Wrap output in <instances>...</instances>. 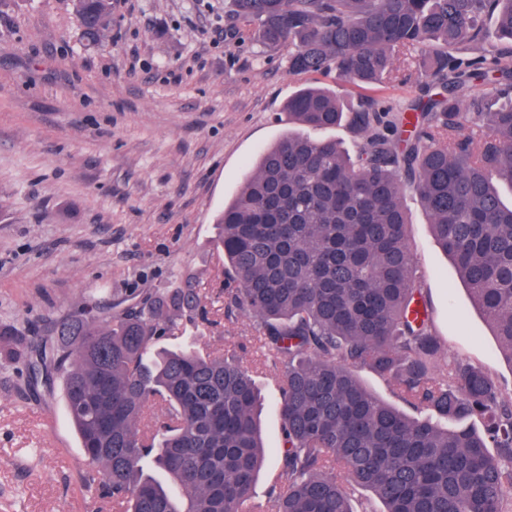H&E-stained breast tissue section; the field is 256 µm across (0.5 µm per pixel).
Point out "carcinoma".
<instances>
[{
	"instance_id": "1",
	"label": "carcinoma",
	"mask_w": 512,
	"mask_h": 512,
	"mask_svg": "<svg viewBox=\"0 0 512 512\" xmlns=\"http://www.w3.org/2000/svg\"><path fill=\"white\" fill-rule=\"evenodd\" d=\"M288 71L380 84L426 47L444 92L404 110L303 87L288 131L264 150L217 217L214 248L237 287L226 313L253 320L279 364L284 449L267 512H512V392L445 356L406 226L415 193L434 237L512 364V0H233ZM83 35L112 30V0H73ZM342 126L353 150L307 131ZM204 320L187 278L122 312L87 301L37 344L0 325V349L29 378L62 380L90 468L115 512H248L266 449L259 398L236 352L158 347ZM383 376L408 416L353 368ZM165 423L140 429L148 404ZM453 426H448V423ZM166 473L162 483L147 466Z\"/></svg>"
}]
</instances>
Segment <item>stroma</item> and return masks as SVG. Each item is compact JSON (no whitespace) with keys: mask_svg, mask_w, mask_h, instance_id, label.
Listing matches in <instances>:
<instances>
[{"mask_svg":"<svg viewBox=\"0 0 512 512\" xmlns=\"http://www.w3.org/2000/svg\"><path fill=\"white\" fill-rule=\"evenodd\" d=\"M228 2L112 0V33L94 45L71 0L0 5V322L40 335L86 300L120 312L191 274L212 324L181 340L233 348L257 365L261 428L276 452L277 367L251 319L224 313L230 282L213 248L215 219L287 131L280 114L292 92L319 84L355 100L380 91L289 73L287 48L263 52ZM405 206L448 356L512 390V363L417 198ZM85 471L59 391L33 392L0 358V512H112L85 490Z\"/></svg>","mask_w":512,"mask_h":512,"instance_id":"35a3bbf8","label":"stroma"}]
</instances>
